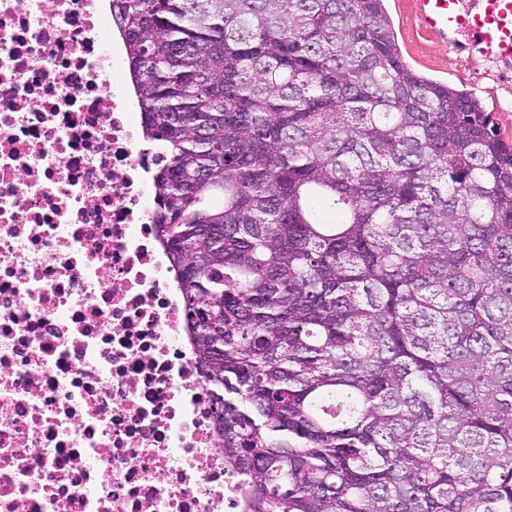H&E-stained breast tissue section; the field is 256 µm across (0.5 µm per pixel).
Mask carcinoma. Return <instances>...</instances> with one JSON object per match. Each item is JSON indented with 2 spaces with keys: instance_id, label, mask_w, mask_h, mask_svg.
<instances>
[{
  "instance_id": "obj_1",
  "label": "carcinoma",
  "mask_w": 512,
  "mask_h": 512,
  "mask_svg": "<svg viewBox=\"0 0 512 512\" xmlns=\"http://www.w3.org/2000/svg\"><path fill=\"white\" fill-rule=\"evenodd\" d=\"M245 512H512V144L383 0H112Z\"/></svg>"
}]
</instances>
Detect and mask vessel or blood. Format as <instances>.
<instances>
[{
	"label": "vessel or blood",
	"mask_w": 512,
	"mask_h": 512,
	"mask_svg": "<svg viewBox=\"0 0 512 512\" xmlns=\"http://www.w3.org/2000/svg\"><path fill=\"white\" fill-rule=\"evenodd\" d=\"M420 31L496 63L512 62V0H413Z\"/></svg>",
	"instance_id": "obj_1"
}]
</instances>
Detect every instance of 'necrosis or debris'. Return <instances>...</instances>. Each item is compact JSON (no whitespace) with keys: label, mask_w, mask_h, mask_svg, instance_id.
Instances as JSON below:
<instances>
[{"label":"necrosis or debris","mask_w":512,"mask_h":512,"mask_svg":"<svg viewBox=\"0 0 512 512\" xmlns=\"http://www.w3.org/2000/svg\"><path fill=\"white\" fill-rule=\"evenodd\" d=\"M111 0H0V512H245Z\"/></svg>","instance_id":"obj_1"}]
</instances>
